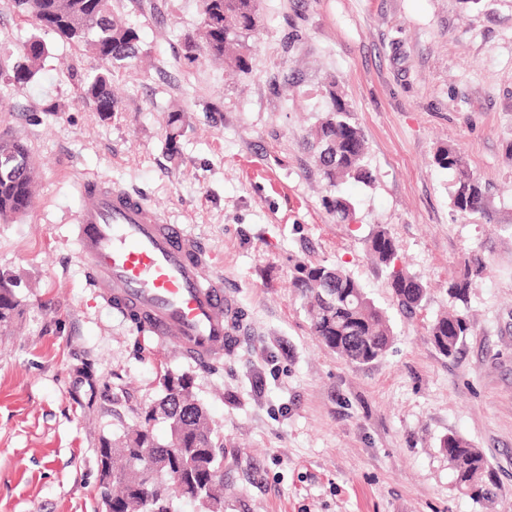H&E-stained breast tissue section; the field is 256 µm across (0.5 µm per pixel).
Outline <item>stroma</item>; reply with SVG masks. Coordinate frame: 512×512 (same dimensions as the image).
<instances>
[{"mask_svg": "<svg viewBox=\"0 0 512 512\" xmlns=\"http://www.w3.org/2000/svg\"><path fill=\"white\" fill-rule=\"evenodd\" d=\"M112 5L149 52L116 85L122 112L77 103L65 66L92 59L62 47L0 101V133L46 163L31 209L0 224V275L20 301L0 332V512H103L101 441L139 423L169 372L192 377L224 434V512H512V0H260L248 74L186 59L200 0ZM332 86L374 176L346 184L345 222L306 146ZM176 108L190 126L172 156ZM448 147L485 184L486 213L453 212L456 173L434 160ZM79 177L117 182L196 235L240 326L223 359L139 335L90 288L72 236ZM378 224L429 286L414 317L366 254ZM473 252L488 271L448 358L426 327L460 309L448 278ZM301 264L342 265L387 309L383 358L354 365L319 345L292 288ZM451 433L494 467L492 508L455 490Z\"/></svg>", "mask_w": 512, "mask_h": 512, "instance_id": "stroma-1", "label": "stroma"}]
</instances>
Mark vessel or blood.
Listing matches in <instances>:
<instances>
[{"instance_id":"b4317fda","label":"vessel or blood","mask_w":512,"mask_h":512,"mask_svg":"<svg viewBox=\"0 0 512 512\" xmlns=\"http://www.w3.org/2000/svg\"><path fill=\"white\" fill-rule=\"evenodd\" d=\"M74 234L81 262L104 298L149 317V331L206 364L234 339L224 277L206 274L195 236L169 223L141 196L84 180Z\"/></svg>"}]
</instances>
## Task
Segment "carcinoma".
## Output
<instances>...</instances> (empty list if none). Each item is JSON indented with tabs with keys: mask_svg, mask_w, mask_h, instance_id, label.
<instances>
[{
	"mask_svg": "<svg viewBox=\"0 0 512 512\" xmlns=\"http://www.w3.org/2000/svg\"><path fill=\"white\" fill-rule=\"evenodd\" d=\"M14 12L33 22V31L16 48L0 47V91L36 81L48 59L54 57V35L74 50L91 54L98 65L84 71L71 69L83 100L102 118L122 111L114 94L115 80L142 57L139 27L119 18L112 0H10ZM261 26L258 0H203L200 26L184 37L185 57L205 56L248 74L252 57L242 38ZM331 105L311 133L309 147L328 181L330 195L325 206L340 218L353 214L352 203L339 187L349 180L369 185L373 176L365 163V140L352 122L347 104L336 94V82H329ZM182 110L171 111L166 137L169 152H179L183 129ZM436 163L457 172L451 194L452 210L462 216L486 210V192L463 165L454 148L441 150ZM41 174V163L17 136L0 135V221L24 215L33 203ZM369 256L387 271L392 297L401 312L414 316L423 307L428 285L399 263V248L389 230L377 226L367 239ZM487 270L485 258L473 253L463 267L448 279V296L468 306L473 282ZM293 287L303 301L310 329L320 345L364 365L387 353L394 332L387 311L371 299L362 285L336 266L305 265L296 269ZM19 301L11 279L0 275V326L9 325ZM468 331L466 319L442 314L427 327L430 340L446 357L454 355ZM160 394L142 421L118 440H102L99 467L112 473V512H145V491L132 475L146 449H154L152 465L158 470L162 492L152 503L153 512H174V502L194 501L199 512H224V485L212 480L224 461V437L215 428L203 404L193 395L192 378L187 374H165L159 382ZM162 423L166 436L154 432L153 423ZM179 445L190 456L180 460L165 451ZM440 447L448 459L455 489L473 501L485 504L497 496L496 472L481 449L456 434H448ZM188 465L189 476L180 484L169 480L170 473Z\"/></svg>",
	"mask_w": 512,
	"mask_h": 512,
	"instance_id": "cac0c4a2",
	"label": "carcinoma"
}]
</instances>
